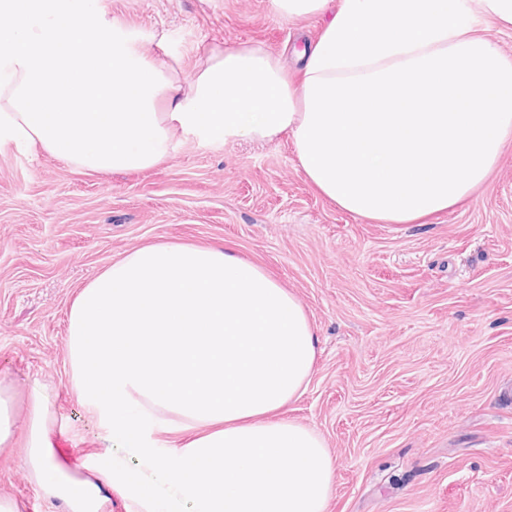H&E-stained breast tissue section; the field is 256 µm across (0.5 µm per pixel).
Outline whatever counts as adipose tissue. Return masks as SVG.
<instances>
[{"mask_svg":"<svg viewBox=\"0 0 512 512\" xmlns=\"http://www.w3.org/2000/svg\"><path fill=\"white\" fill-rule=\"evenodd\" d=\"M491 24L512 26V0H341L300 78L249 46L182 81L93 0H0V141L105 172L155 167L179 136H286L340 209L410 224L467 199L512 140V59ZM67 343L71 385L117 453L64 473L56 411L32 384L24 463L45 498L105 512L106 481L136 512H327V445L279 415L302 393L317 339L260 266L225 246L135 248L78 292ZM171 432L192 439L177 448Z\"/></svg>","mask_w":512,"mask_h":512,"instance_id":"adipose-tissue-1","label":"adipose tissue"}]
</instances>
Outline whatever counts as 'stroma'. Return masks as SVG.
<instances>
[{
	"mask_svg": "<svg viewBox=\"0 0 512 512\" xmlns=\"http://www.w3.org/2000/svg\"><path fill=\"white\" fill-rule=\"evenodd\" d=\"M284 19L271 0H99L145 55L186 79L259 44L298 75L297 50L336 14ZM160 242L230 245L304 307L318 339L284 417L316 430L336 468L327 512H512V143L487 181L421 224H376L321 196L292 142L189 138L162 165L75 168L0 142V380L41 384L69 471L107 453L70 383L68 309L94 275ZM23 446L0 454V494L42 498Z\"/></svg>",
	"mask_w": 512,
	"mask_h": 512,
	"instance_id": "stroma-1",
	"label": "stroma"
}]
</instances>
